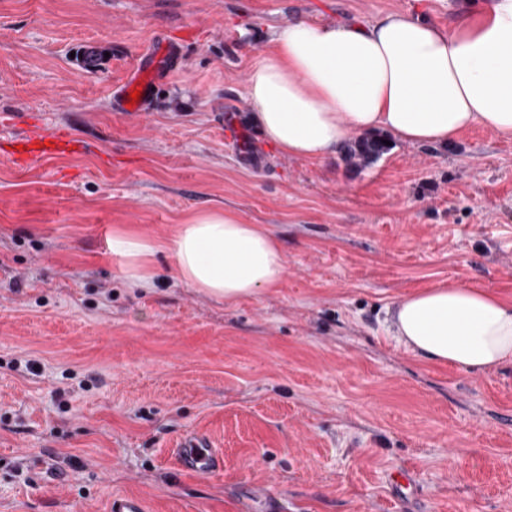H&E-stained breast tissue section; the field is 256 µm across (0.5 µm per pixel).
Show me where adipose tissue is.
Returning <instances> with one entry per match:
<instances>
[{
    "label": "adipose tissue",
    "mask_w": 512,
    "mask_h": 512,
    "mask_svg": "<svg viewBox=\"0 0 512 512\" xmlns=\"http://www.w3.org/2000/svg\"><path fill=\"white\" fill-rule=\"evenodd\" d=\"M250 121L277 153L320 162L350 134L383 131L412 146H448L475 127L512 140V0L463 6L452 29L386 12L340 22L289 20L247 77ZM109 247L133 287L149 288L155 259L227 303L280 288L279 239L233 211L190 215L159 242L126 227ZM395 336L419 358L469 373L512 364V297L455 281L399 296Z\"/></svg>",
    "instance_id": "obj_1"
}]
</instances>
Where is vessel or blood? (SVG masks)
Masks as SVG:
<instances>
[{"label":"vessel or blood","instance_id":"b4317fda","mask_svg":"<svg viewBox=\"0 0 512 512\" xmlns=\"http://www.w3.org/2000/svg\"><path fill=\"white\" fill-rule=\"evenodd\" d=\"M178 57L177 42L166 37L158 38L116 90L115 97L121 111L132 117L139 116L151 104L156 88L170 75ZM135 89L140 91L141 96L133 104L129 101V95ZM218 122L224 128L226 144L243 149L248 159L256 160L262 156L261 145L244 126L233 123L229 113L220 114ZM69 145L66 134H37L24 140L23 144L15 145L11 158L19 169L26 170L48 155L66 152ZM178 455L185 468L196 472L208 473L221 465L213 449L201 439L183 445Z\"/></svg>","mask_w":512,"mask_h":512}]
</instances>
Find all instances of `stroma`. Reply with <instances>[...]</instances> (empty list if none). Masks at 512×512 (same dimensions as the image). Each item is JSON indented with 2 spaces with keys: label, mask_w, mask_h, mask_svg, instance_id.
Segmentation results:
<instances>
[{
  "label": "stroma",
  "mask_w": 512,
  "mask_h": 512,
  "mask_svg": "<svg viewBox=\"0 0 512 512\" xmlns=\"http://www.w3.org/2000/svg\"><path fill=\"white\" fill-rule=\"evenodd\" d=\"M459 0H0V512H512V365L417 358L383 327L401 294L451 279L512 296V141L390 143L365 165L266 149L242 166L215 114L288 19L419 12ZM182 62L150 109L116 86L157 36ZM90 42L106 57L80 71ZM81 142L29 170L10 142ZM235 211L280 239L277 291L233 304L157 258L130 287L113 227L159 240ZM39 364L30 372L27 361ZM204 438L219 471L184 469ZM415 488L398 504L391 469Z\"/></svg>",
  "instance_id": "stroma-1"
}]
</instances>
